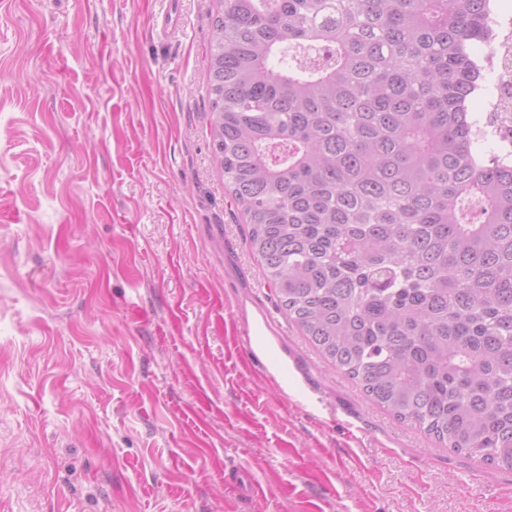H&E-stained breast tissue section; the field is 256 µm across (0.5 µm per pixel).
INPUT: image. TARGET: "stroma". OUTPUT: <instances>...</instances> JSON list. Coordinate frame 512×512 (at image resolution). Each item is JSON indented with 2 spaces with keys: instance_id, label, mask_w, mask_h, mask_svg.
Listing matches in <instances>:
<instances>
[{
  "instance_id": "1",
  "label": "stroma",
  "mask_w": 512,
  "mask_h": 512,
  "mask_svg": "<svg viewBox=\"0 0 512 512\" xmlns=\"http://www.w3.org/2000/svg\"><path fill=\"white\" fill-rule=\"evenodd\" d=\"M215 10L0 0V512H512L278 309L212 151Z\"/></svg>"
}]
</instances>
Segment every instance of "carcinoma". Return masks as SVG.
<instances>
[{
    "instance_id": "obj_1",
    "label": "carcinoma",
    "mask_w": 512,
    "mask_h": 512,
    "mask_svg": "<svg viewBox=\"0 0 512 512\" xmlns=\"http://www.w3.org/2000/svg\"><path fill=\"white\" fill-rule=\"evenodd\" d=\"M494 0H216L212 150L278 307L395 417L512 470V161L466 101ZM491 125L512 142V89Z\"/></svg>"
}]
</instances>
